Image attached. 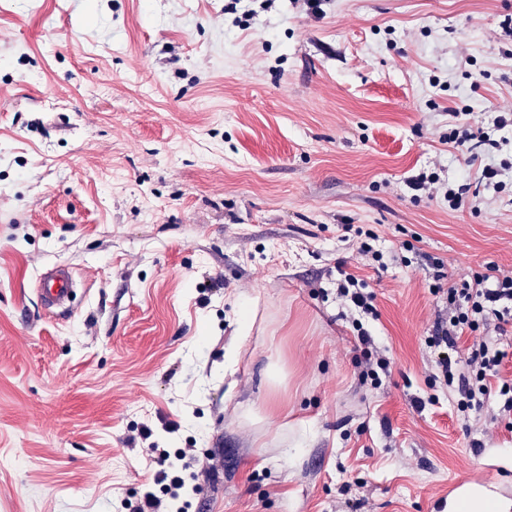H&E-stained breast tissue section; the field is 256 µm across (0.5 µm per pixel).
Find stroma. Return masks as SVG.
Masks as SVG:
<instances>
[{
  "instance_id": "stroma-1",
  "label": "stroma",
  "mask_w": 512,
  "mask_h": 512,
  "mask_svg": "<svg viewBox=\"0 0 512 512\" xmlns=\"http://www.w3.org/2000/svg\"><path fill=\"white\" fill-rule=\"evenodd\" d=\"M230 3L0 0V512L139 499L146 426L203 460L192 512H438L479 464L512 486V414L458 417L431 341L446 287L512 272V184L481 177L512 141L448 142L449 108L512 104V0ZM57 263L77 297L49 314ZM340 264L376 296L375 386ZM363 235L364 239H362ZM355 237L358 239L355 242L353 241L352 246L356 245V253L361 260L365 262H378L379 267L384 268V265L380 263L383 255L378 250H374L373 245L369 243V240H376L377 235L375 231L371 228L364 231L363 228L358 227L355 230ZM39 296L46 312L64 306L70 299L74 279L69 267L59 263L42 271L38 279ZM354 330L357 331L356 338H357V347H362V351L364 352V355L366 356L365 360V366L363 367L362 371L360 372V377L362 381H367L368 378L371 379V384L373 385L378 382V370H381L384 373H387L390 367V361L383 357L378 356L374 357L372 360V352H370V355L368 353V350L370 346L373 344V338L369 332L364 329L363 324L358 319H354L352 321Z\"/></svg>"
}]
</instances>
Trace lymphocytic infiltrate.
<instances>
[{
	"label": "lymphocytic infiltrate",
	"mask_w": 512,
	"mask_h": 512,
	"mask_svg": "<svg viewBox=\"0 0 512 512\" xmlns=\"http://www.w3.org/2000/svg\"><path fill=\"white\" fill-rule=\"evenodd\" d=\"M487 325L493 326L496 334L505 333L512 325V274L500 272L493 266L449 288L448 322L438 325L435 332V343L451 348L456 347L463 335L473 338L459 358V368H452L448 363L442 366L443 377L457 393V409L463 414L481 405L494 392L505 398L502 412H512V384L505 382L495 388L490 383L505 353L498 348L494 336L482 334V327ZM154 462L157 466L155 480L162 483V494L146 492L134 506L122 502L123 512H169L170 502L179 500L185 486L184 471L198 464L196 457L187 452L172 454L163 448L155 449Z\"/></svg>",
	"instance_id": "f902f5d3"
}]
</instances>
